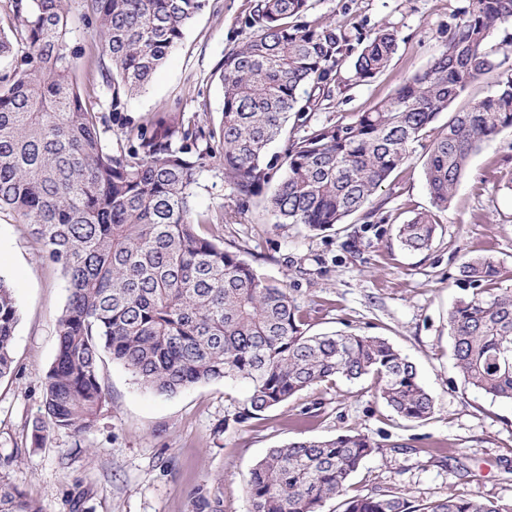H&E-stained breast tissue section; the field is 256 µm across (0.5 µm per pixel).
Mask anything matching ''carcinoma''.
Returning a JSON list of instances; mask_svg holds the SVG:
<instances>
[{
    "label": "carcinoma",
    "mask_w": 512,
    "mask_h": 512,
    "mask_svg": "<svg viewBox=\"0 0 512 512\" xmlns=\"http://www.w3.org/2000/svg\"><path fill=\"white\" fill-rule=\"evenodd\" d=\"M9 2L10 32L0 28V57L12 59L0 76V210L28 217L67 290L34 442L52 430L79 436L93 427L106 399L105 355L160 394L244 380L250 392L242 422L315 384L368 377L396 416L431 417L435 399L413 362L380 336L307 333L288 285L224 248V207L201 214L194 200L201 172L217 156L224 182L241 199H262L278 224L325 232L356 213L374 217L373 195L427 140L432 206L448 208L481 143L512 130V0H466L427 68L371 111L322 123L311 114L331 108L335 90L381 73L400 33L312 18L311 0H253L246 25L255 36L224 55L219 126L206 131L160 113L130 128L117 153L104 144L108 118L100 103L78 88L66 0ZM75 2L80 18L97 27L91 64L114 119L208 4ZM494 72L487 96L435 126L470 84ZM282 139L283 151L268 156ZM438 227L433 212H418L397 226L396 238L425 251ZM459 275L471 293L448 311L456 365L466 384L512 402V289L500 287V267L488 256L466 260ZM17 323L12 288L0 277V377L11 372ZM381 451L354 430L272 448L251 472L250 512H321L333 497L341 512H512V501L475 493L425 503L402 491L348 494L352 475ZM0 512L43 509L0 483Z\"/></svg>",
    "instance_id": "carcinoma-1"
}]
</instances>
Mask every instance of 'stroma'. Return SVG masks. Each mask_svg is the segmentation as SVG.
<instances>
[{
    "mask_svg": "<svg viewBox=\"0 0 512 512\" xmlns=\"http://www.w3.org/2000/svg\"><path fill=\"white\" fill-rule=\"evenodd\" d=\"M252 0H209L149 82L128 98L104 141L120 149L130 127L158 112L219 124L226 52L255 35L245 24ZM312 16H343L350 25L392 26L401 41L372 82L337 94L314 122L350 119L392 95L441 51L464 0H312ZM195 209L223 207L226 248L241 251L259 273L287 283L309 333L341 331L386 338L412 361L435 399L425 422L395 416L371 380L323 382L245 423L235 416L249 386L226 379L175 394L143 386L121 363L105 360L106 401L95 426L75 437L59 430L42 444L32 426L44 415L41 382L56 353V319L65 279L26 219L0 211V277L19 309L12 371L0 378V481L17 486L44 512H194L198 496L222 512H249L248 482L269 449L329 439L355 429L386 450L367 457L350 494L405 490L418 501L464 490L512 500V404L464 383L448 337V311L461 290L459 268L490 255L512 288V131L481 144L456 187L431 249L409 252L397 225L431 209L421 154L376 192L372 220L348 216L315 234L277 225L257 202L242 204L215 168L200 177Z\"/></svg>",
    "mask_w": 512,
    "mask_h": 512,
    "instance_id": "1",
    "label": "stroma"
}]
</instances>
